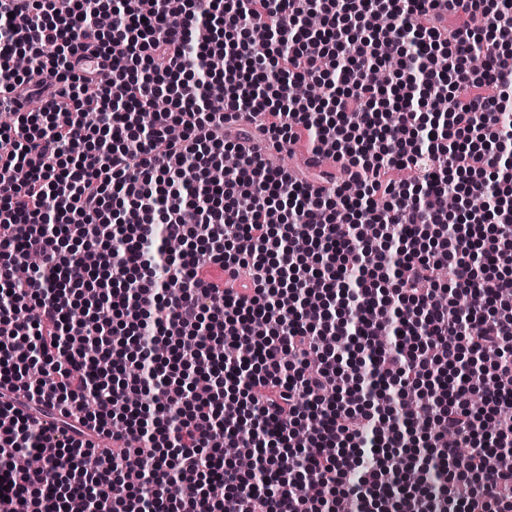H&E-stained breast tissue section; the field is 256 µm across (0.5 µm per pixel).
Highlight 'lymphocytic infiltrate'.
<instances>
[{
	"label": "lymphocytic infiltrate",
	"mask_w": 512,
	"mask_h": 512,
	"mask_svg": "<svg viewBox=\"0 0 512 512\" xmlns=\"http://www.w3.org/2000/svg\"><path fill=\"white\" fill-rule=\"evenodd\" d=\"M510 149L512 0H0V512H512Z\"/></svg>",
	"instance_id": "f902f5d3"
}]
</instances>
